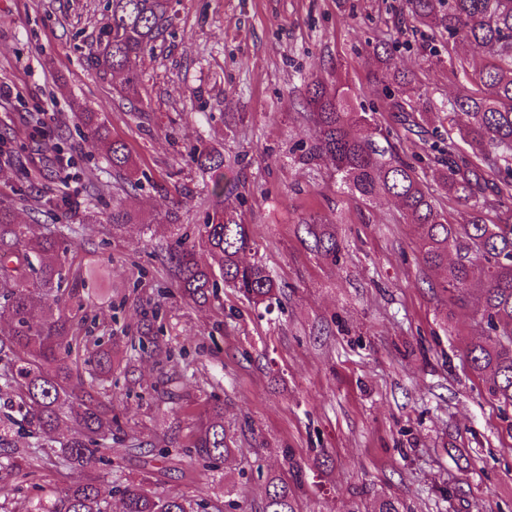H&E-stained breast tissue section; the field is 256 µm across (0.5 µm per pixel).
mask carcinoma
<instances>
[{
    "label": "carcinoma",
    "mask_w": 512,
    "mask_h": 512,
    "mask_svg": "<svg viewBox=\"0 0 512 512\" xmlns=\"http://www.w3.org/2000/svg\"><path fill=\"white\" fill-rule=\"evenodd\" d=\"M412 20L441 34L466 38L483 48L488 60L476 66L466 57L457 58L463 72L473 70L474 88L461 90L449 111L467 116L458 128L462 141L477 151L461 153L453 138L432 148L448 154L437 169L448 198L471 208L466 224H452L415 169L395 151L378 128L360 136L356 128L371 125V118L351 103L349 88L322 78L304 85L307 118L314 129V144L302 157L331 162L342 187L365 201L379 197L395 199L402 214L418 231L423 263L442 268L446 277L441 289L450 301L462 303L475 287L482 304L477 324L481 341L466 352L472 369L485 378L488 394L505 407H512V224H489L486 211L512 199V0H406ZM176 18L173 0H112L111 15L100 28L91 63L123 77L126 86L141 81L136 60L154 51L156 42ZM379 68L373 78L393 86L387 97L398 111H405L407 86L413 81L394 57L373 49ZM79 120L87 138L105 147L112 172L131 190L140 187L138 169L125 144L109 140L97 113L83 112ZM190 160L214 174L211 214L198 239L181 234L167 244L171 274L183 298L205 306L225 284L259 306L275 298L279 285L258 261L243 256L253 249L250 225L231 202H224V154L218 149L193 150ZM314 250L336 259V237L306 225ZM79 228L52 224L39 235L28 234L17 220L13 203L0 201V321L9 330L0 335V391L14 393L10 412L0 417V471L9 469L22 478L34 475L32 464L13 444L11 433L22 414L31 453L50 448L62 423L71 434L59 442L58 463L71 473L64 494L37 497L28 512H111L114 488L84 470V462L107 454L112 462V403L95 395L112 377L113 349L118 337L90 336L98 311L90 300L103 263L88 266L86 274L74 277L73 239ZM209 255L201 264L198 251ZM480 263L483 279L475 283L472 273ZM138 348L150 357L171 359L168 344L144 324ZM90 384H85L83 374ZM233 437L224 425V408L217 404L199 417L184 451L196 461L213 463L232 453ZM150 482L121 489L122 512H208V505L179 495L149 488ZM262 512H295V499L288 481L268 479Z\"/></svg>",
    "instance_id": "cac0c4a2"
}]
</instances>
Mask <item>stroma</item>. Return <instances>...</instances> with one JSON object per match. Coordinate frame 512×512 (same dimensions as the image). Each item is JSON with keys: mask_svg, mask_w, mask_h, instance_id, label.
Listing matches in <instances>:
<instances>
[{"mask_svg": "<svg viewBox=\"0 0 512 512\" xmlns=\"http://www.w3.org/2000/svg\"><path fill=\"white\" fill-rule=\"evenodd\" d=\"M112 0H0V199L14 203L31 233L86 211L121 205L133 220L116 234L84 225L75 246L103 259L94 335L113 334L112 462L86 468L104 485L149 479L157 490L203 500L209 512H262L267 477L301 465L297 512H375L384 497L406 512H512V409L492 399L464 352L479 338L477 295L449 304L442 271L424 265L415 227L388 198L354 200L329 161L303 164L314 142L300 87L310 75L349 84L356 108L375 124L437 195L451 223L468 209L442 194L433 134L464 83L448 52L476 54L410 21L406 0H180L177 18L142 80L87 57ZM391 49L415 74L408 96L427 108L422 125L391 111L372 78V45ZM436 53H429V46ZM100 112L146 178L120 180L78 119ZM224 154V182L245 198L254 249L281 284L270 307L220 288L210 306L180 299L163 252L171 228L197 236L214 202L212 180L191 148ZM326 222L336 260L311 248L302 223ZM152 321L173 357L132 356ZM224 406L234 451L218 467L182 451L192 415ZM170 439L160 459L151 443ZM34 479L0 472L5 512L37 495H62L70 474L42 449Z\"/></svg>", "mask_w": 512, "mask_h": 512, "instance_id": "1", "label": "stroma"}]
</instances>
